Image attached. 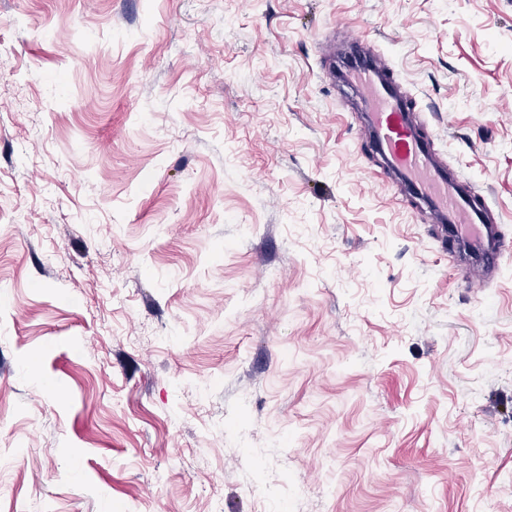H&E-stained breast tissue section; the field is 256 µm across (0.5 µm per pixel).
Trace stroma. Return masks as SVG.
I'll use <instances>...</instances> for the list:
<instances>
[{
    "instance_id": "35a3bbf8",
    "label": "stroma",
    "mask_w": 512,
    "mask_h": 512,
    "mask_svg": "<svg viewBox=\"0 0 512 512\" xmlns=\"http://www.w3.org/2000/svg\"><path fill=\"white\" fill-rule=\"evenodd\" d=\"M351 34L512 241V0H0V512H512V256L392 185Z\"/></svg>"
}]
</instances>
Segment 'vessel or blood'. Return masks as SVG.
Returning <instances> with one entry per match:
<instances>
[{
  "label": "vessel or blood",
  "mask_w": 512,
  "mask_h": 512,
  "mask_svg": "<svg viewBox=\"0 0 512 512\" xmlns=\"http://www.w3.org/2000/svg\"><path fill=\"white\" fill-rule=\"evenodd\" d=\"M343 55L342 65L327 66L325 73L337 85L358 93L364 106L360 134L372 144L395 182L422 203L431 222L458 242L475 263L471 287H484L506 254L500 228L488 218L485 198L440 160L432 135L414 118L415 97L393 68L356 36L347 37Z\"/></svg>",
  "instance_id": "1"
}]
</instances>
